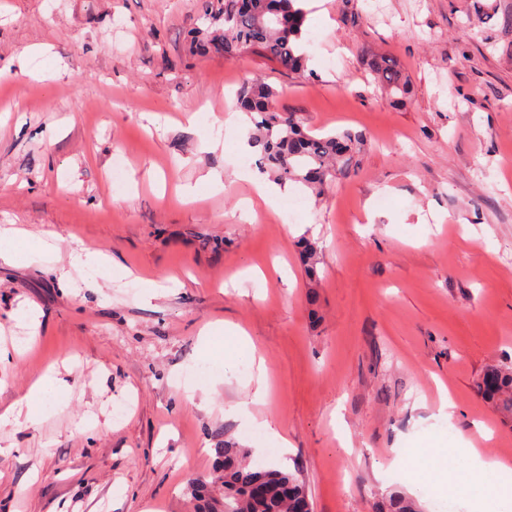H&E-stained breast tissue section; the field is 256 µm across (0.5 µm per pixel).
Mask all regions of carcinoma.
Listing matches in <instances>:
<instances>
[{
  "label": "carcinoma",
  "mask_w": 512,
  "mask_h": 512,
  "mask_svg": "<svg viewBox=\"0 0 512 512\" xmlns=\"http://www.w3.org/2000/svg\"><path fill=\"white\" fill-rule=\"evenodd\" d=\"M298 0H221L205 12L218 25L216 35L224 57L234 60L250 49L259 50L282 69L301 73L307 66L303 51L306 12ZM379 86L401 96L409 94L410 84L394 61L386 56L371 64ZM277 93L257 80L244 81L237 92L239 109L248 116L258 115L252 143L275 179L301 183L319 195L333 180L339 167L349 163L359 141L349 134L310 135L294 113H281L275 106ZM303 260L310 283L318 279L317 245L307 240ZM486 379L475 381L482 397L509 418L512 416V365H491ZM216 467L210 479H193L190 491L201 503L200 512H296L309 500L299 470L255 467L249 450L229 441L215 449ZM254 483L264 484L268 496L255 500L247 492ZM374 512H418L412 498L393 491L378 503Z\"/></svg>",
  "instance_id": "obj_1"
}]
</instances>
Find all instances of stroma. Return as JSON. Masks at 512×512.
Returning a JSON list of instances; mask_svg holds the SVG:
<instances>
[{
  "label": "stroma",
  "instance_id": "stroma-1",
  "mask_svg": "<svg viewBox=\"0 0 512 512\" xmlns=\"http://www.w3.org/2000/svg\"><path fill=\"white\" fill-rule=\"evenodd\" d=\"M202 6L0 0V225L58 245L0 259V338L22 350L0 367V409L58 379L40 423L0 427V512H193L189 483L228 440L252 464L299 469L313 512H371L403 489L404 456L434 512L438 443L483 426L481 455L512 468V425L474 388L512 362V0H303L301 74L189 54ZM381 56L405 99L374 83ZM253 76L309 133L360 137L324 198L297 183L248 207L261 166L239 147L253 124L235 96ZM305 238L320 245L314 284ZM82 246L130 277L71 283ZM23 309L40 315L35 336ZM231 324L265 361L264 402ZM371 71L381 88L400 93L401 98L409 94L410 84L391 58H377L371 64Z\"/></svg>",
  "mask_w": 512,
  "mask_h": 512
}]
</instances>
